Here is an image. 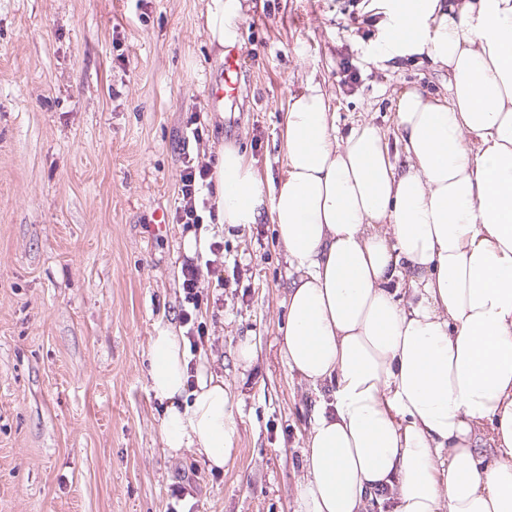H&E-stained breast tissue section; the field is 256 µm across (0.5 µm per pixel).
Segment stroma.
<instances>
[{"label": "stroma", "mask_w": 512, "mask_h": 512, "mask_svg": "<svg viewBox=\"0 0 512 512\" xmlns=\"http://www.w3.org/2000/svg\"><path fill=\"white\" fill-rule=\"evenodd\" d=\"M369 3L242 0L244 99L225 113L209 96L224 64L206 0H0V512H167L177 486L180 512H294L318 395L280 353L288 264L274 225L197 231L223 242L238 278L199 288L194 364L228 384L238 430L223 470L164 448L149 339L178 323L183 151L231 145L277 179L286 100L315 81L337 136L375 125L404 163L397 94L446 95L449 73L377 60ZM193 114L204 133L186 148Z\"/></svg>", "instance_id": "stroma-1"}]
</instances>
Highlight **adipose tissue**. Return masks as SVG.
Masks as SVG:
<instances>
[{"label": "adipose tissue", "mask_w": 512, "mask_h": 512, "mask_svg": "<svg viewBox=\"0 0 512 512\" xmlns=\"http://www.w3.org/2000/svg\"><path fill=\"white\" fill-rule=\"evenodd\" d=\"M372 7L380 59L424 56L451 75L444 97L397 100L405 168L374 125L338 139L313 82L287 99L277 182L231 146L214 166L220 222L275 224L284 248L285 364L333 388L295 512H512V0ZM241 18L240 0H208L211 42L236 44ZM149 358L164 447L223 468L237 435L223 378L189 375L166 325Z\"/></svg>", "instance_id": "ef3b65f1"}]
</instances>
